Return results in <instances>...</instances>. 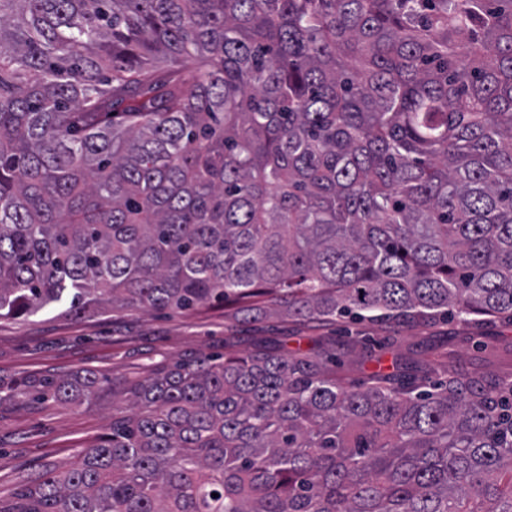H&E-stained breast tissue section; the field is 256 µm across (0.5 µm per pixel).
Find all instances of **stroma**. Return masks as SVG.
Returning a JSON list of instances; mask_svg holds the SVG:
<instances>
[{"instance_id": "stroma-1", "label": "stroma", "mask_w": 512, "mask_h": 512, "mask_svg": "<svg viewBox=\"0 0 512 512\" xmlns=\"http://www.w3.org/2000/svg\"><path fill=\"white\" fill-rule=\"evenodd\" d=\"M291 352H330L339 376L356 384L395 361L423 371L428 382L448 375L512 376V322L488 320L469 327L456 320L432 324H319L272 315L242 320L236 308L213 302L183 312L115 310L102 305L79 318L44 310L0 319V507L34 484L48 467L71 468L81 450L112 428V405L131 381L178 361L257 345ZM91 372L105 379L98 399L81 406L34 402L30 382Z\"/></svg>"}]
</instances>
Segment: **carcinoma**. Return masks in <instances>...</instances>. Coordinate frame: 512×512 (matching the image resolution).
<instances>
[{"label": "carcinoma", "instance_id": "carcinoma-1", "mask_svg": "<svg viewBox=\"0 0 512 512\" xmlns=\"http://www.w3.org/2000/svg\"><path fill=\"white\" fill-rule=\"evenodd\" d=\"M212 301L512 320V0H0V318ZM124 395L10 512H512V379L273 349Z\"/></svg>", "mask_w": 512, "mask_h": 512}]
</instances>
